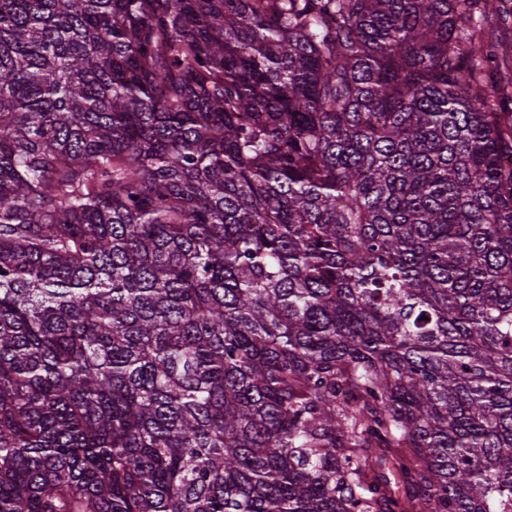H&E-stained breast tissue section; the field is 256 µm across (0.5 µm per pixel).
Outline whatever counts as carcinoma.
<instances>
[{
	"mask_svg": "<svg viewBox=\"0 0 512 512\" xmlns=\"http://www.w3.org/2000/svg\"><path fill=\"white\" fill-rule=\"evenodd\" d=\"M511 14L0 0V512H512Z\"/></svg>",
	"mask_w": 512,
	"mask_h": 512,
	"instance_id": "cac0c4a2",
	"label": "carcinoma"
}]
</instances>
